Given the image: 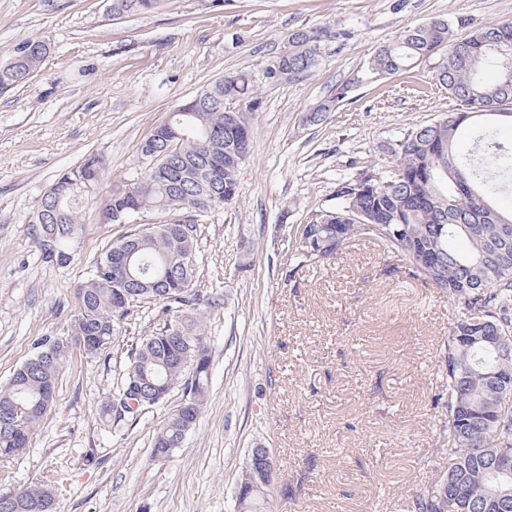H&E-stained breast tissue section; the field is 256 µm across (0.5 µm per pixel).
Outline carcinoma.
<instances>
[{"mask_svg":"<svg viewBox=\"0 0 512 512\" xmlns=\"http://www.w3.org/2000/svg\"><path fill=\"white\" fill-rule=\"evenodd\" d=\"M160 3L112 0V13L151 12ZM329 36L323 28L297 29L288 35V56L277 60L296 78L307 76L319 61L314 43ZM440 50L436 81L461 108L387 143L391 173L370 167L337 183L336 206L295 225L285 280L336 258L348 241L365 238L448 298L454 311L442 365L448 467L413 495L408 512H444L447 494L459 485L467 490L468 512H494L493 500L512 501V478L496 474L490 462L494 450L512 448V405L503 403V394L512 392V211L494 202L512 191V146L496 141L491 122L494 113L512 106V22L464 38L452 37L442 18L408 27L375 51L368 72L392 76ZM49 53L43 38L18 44L0 66V93L24 84ZM491 67L495 78L488 81L483 72ZM255 86L252 73L239 71L184 101V111L159 122L141 143L144 170L100 206L116 215L134 209L204 212L232 203L238 196L236 151L251 149ZM336 99L315 106L308 121H323ZM172 130L180 136L165 139ZM462 131L491 152L457 153L454 142ZM105 168L104 157L92 154L52 185V197L41 199L39 208L48 213L36 232L52 239L51 247H39L45 262L63 267L73 260L69 230L81 232L78 205L95 199ZM196 243L197 225L181 220L134 228L110 246L77 289L72 333L92 356L121 335L138 303H162L164 326L131 347L127 370L103 410L106 420L118 424L181 388L182 402L155 434V456L181 447L208 392L209 350L190 325L199 301ZM33 348L35 364L23 363L0 386V458L29 447L54 401L68 341L41 336ZM250 503L247 512H271L268 485L255 488ZM0 512H56L55 498L47 486H30L1 494Z\"/></svg>","mask_w":512,"mask_h":512,"instance_id":"cac0c4a2","label":"carcinoma"}]
</instances>
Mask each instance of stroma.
<instances>
[{
  "mask_svg": "<svg viewBox=\"0 0 512 512\" xmlns=\"http://www.w3.org/2000/svg\"><path fill=\"white\" fill-rule=\"evenodd\" d=\"M434 18L462 37L512 21V0H163L121 16L110 0H0V64L25 40L52 45L25 84L0 94V385L32 356L34 339L70 337L77 286L128 230L83 205L73 261L43 262L30 225L60 174L103 155L104 197L140 172L142 140L183 100L248 70L259 101L235 203L137 216L193 218L195 285L225 298L199 309L212 365L195 428L172 456L153 457L178 388L124 424L102 418L131 344L163 325L159 304L145 303L101 355L70 346L29 447L0 459V493L48 485L57 512H233L249 449L267 448L274 512H406L446 469L447 298L365 239L292 280L282 274L291 225L333 207L343 178L387 164V142L458 110L435 79L437 58L367 75L378 47ZM315 27L332 33L316 69L267 80L289 33ZM341 88L324 121L307 122Z\"/></svg>",
  "mask_w": 512,
  "mask_h": 512,
  "instance_id": "stroma-1",
  "label": "stroma"
}]
</instances>
